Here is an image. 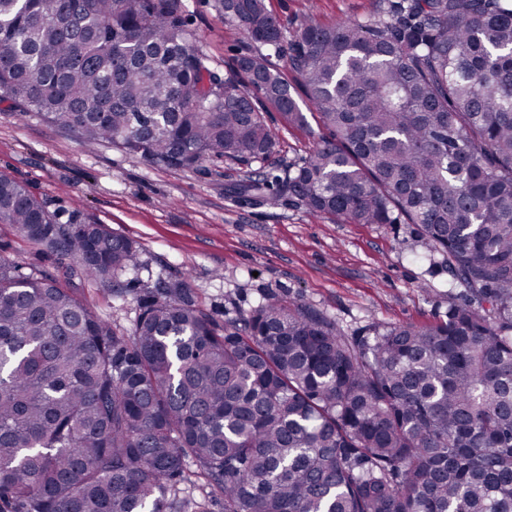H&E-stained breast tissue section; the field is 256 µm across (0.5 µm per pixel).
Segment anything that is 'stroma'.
I'll list each match as a JSON object with an SVG mask.
<instances>
[{
	"mask_svg": "<svg viewBox=\"0 0 512 512\" xmlns=\"http://www.w3.org/2000/svg\"><path fill=\"white\" fill-rule=\"evenodd\" d=\"M193 44L224 71L248 49L242 30L225 25L214 0H184ZM377 0H268L280 24L295 30L371 15ZM276 146L266 165L277 172L327 134L318 124L288 125L269 114ZM243 165L210 160L193 169L147 164L112 145L85 144L32 113L0 103V173L24 184L49 210L79 209L140 250L138 286L116 298L74 275L73 259L43 250L0 224V258L25 273H50L92 309L131 327L143 288L186 278L217 323L240 318L262 295H288L336 320L346 332L369 319L427 325L459 299L442 257L411 224H353L289 206L234 202L225 186Z\"/></svg>",
	"mask_w": 512,
	"mask_h": 512,
	"instance_id": "35a3bbf8",
	"label": "stroma"
}]
</instances>
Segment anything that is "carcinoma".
<instances>
[{"label": "carcinoma", "mask_w": 512, "mask_h": 512, "mask_svg": "<svg viewBox=\"0 0 512 512\" xmlns=\"http://www.w3.org/2000/svg\"><path fill=\"white\" fill-rule=\"evenodd\" d=\"M215 8L249 42L223 76L183 0H0V102L151 166L235 160L236 201L414 224L466 299L350 336L274 294L220 326L175 278L122 330L0 259V512H207L189 461L224 512H512V0L292 33L266 0ZM271 108L331 139L264 172ZM0 224L117 298L137 281L133 240L3 175Z\"/></svg>", "instance_id": "1"}]
</instances>
